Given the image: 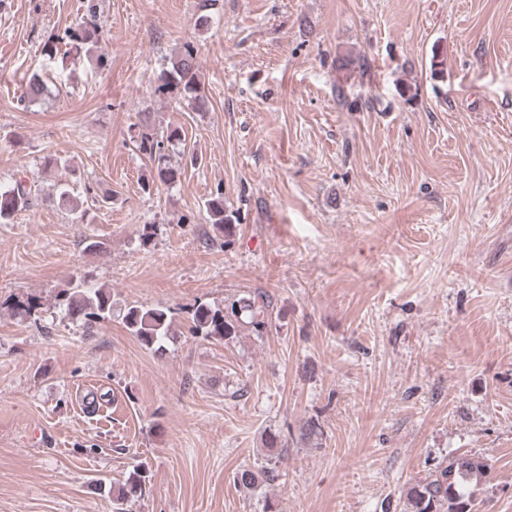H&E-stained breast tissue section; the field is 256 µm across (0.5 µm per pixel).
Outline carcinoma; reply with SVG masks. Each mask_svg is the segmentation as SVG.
Returning <instances> with one entry per match:
<instances>
[{
  "label": "carcinoma",
  "mask_w": 512,
  "mask_h": 512,
  "mask_svg": "<svg viewBox=\"0 0 512 512\" xmlns=\"http://www.w3.org/2000/svg\"><path fill=\"white\" fill-rule=\"evenodd\" d=\"M100 32L97 4L94 0H87L80 20L48 38L42 48V55L52 64L59 52L58 45L64 44L87 58L96 59L102 65L105 57L98 52ZM364 65L365 60L359 57L344 56L338 59L336 71L348 78ZM49 75L50 71L45 68L34 72L25 84L20 102L29 105L50 96ZM160 80L161 91L176 94L196 112L206 111L208 99L193 45L184 44L168 59ZM183 140L182 127L170 125L159 134L155 132L151 113H140L135 144L138 152L149 157L155 164L152 183L168 185L177 180L180 169L171 163L166 150L181 144ZM53 202L69 212L78 210L77 198L67 184L57 186ZM31 205L32 194L26 180L21 178L7 188L0 187V224L10 223L18 212ZM205 208L208 222L221 232L225 225L234 221V216L224 208V195L221 192L210 197ZM269 306L270 298L264 291L239 294L217 305L200 303L190 312L191 331L195 336L217 341L234 339L245 330L259 335L265 329V313ZM55 308L90 329L94 324L112 317V294L102 287H89L84 281L73 278L55 296ZM123 322L141 346L157 352L170 336L173 319L171 310L164 307L130 306L123 316ZM488 469V463L479 456L449 458L446 466L437 467L435 474L409 488L407 501L411 512H473L469 484L474 479L485 477ZM143 483L144 475L135 470L113 492V496L118 500L134 496L142 492Z\"/></svg>",
  "instance_id": "1"
}]
</instances>
